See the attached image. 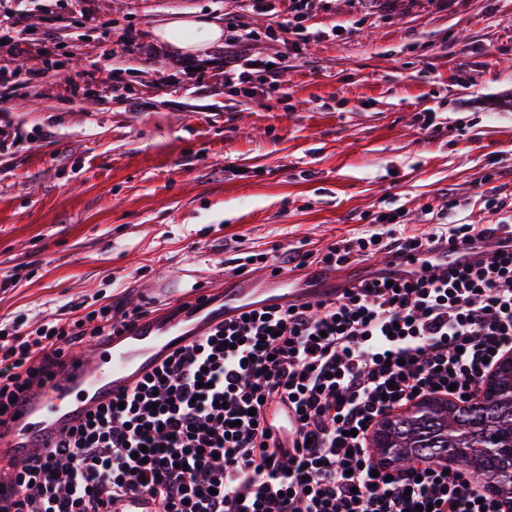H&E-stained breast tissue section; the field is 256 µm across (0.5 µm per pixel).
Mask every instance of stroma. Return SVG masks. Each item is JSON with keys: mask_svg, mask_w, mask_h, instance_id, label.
I'll return each instance as SVG.
<instances>
[{"mask_svg": "<svg viewBox=\"0 0 512 512\" xmlns=\"http://www.w3.org/2000/svg\"><path fill=\"white\" fill-rule=\"evenodd\" d=\"M183 17L258 31L277 88L197 92L208 73L181 63L224 45L156 36ZM306 25L294 46L238 0H33L22 40L0 42V328L137 303L173 274L201 287L379 211L420 233L451 195L491 222L483 195L512 194V0H321Z\"/></svg>", "mask_w": 512, "mask_h": 512, "instance_id": "obj_1", "label": "stroma"}]
</instances>
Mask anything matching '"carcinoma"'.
Returning a JSON list of instances; mask_svg holds the SVG:
<instances>
[{
    "label": "carcinoma",
    "instance_id": "1",
    "mask_svg": "<svg viewBox=\"0 0 512 512\" xmlns=\"http://www.w3.org/2000/svg\"><path fill=\"white\" fill-rule=\"evenodd\" d=\"M512 371H499L493 392L476 403H430L392 417L376 445L397 464L417 458H441L454 451L457 464L512 489V450L503 438L512 435Z\"/></svg>",
    "mask_w": 512,
    "mask_h": 512
}]
</instances>
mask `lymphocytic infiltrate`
Instances as JSON below:
<instances>
[{
	"label": "lymphocytic infiltrate",
	"mask_w": 512,
	"mask_h": 512,
	"mask_svg": "<svg viewBox=\"0 0 512 512\" xmlns=\"http://www.w3.org/2000/svg\"><path fill=\"white\" fill-rule=\"evenodd\" d=\"M315 6L240 0L299 41ZM257 39L248 30L225 46V86H276L272 57L252 51ZM461 208L449 198L421 234L407 233L400 210L377 214L369 229L327 248L287 249V260L337 268L356 256L494 237L497 225L462 222ZM143 313L107 303L0 336V410L44 384L73 346ZM511 352L512 251L394 288L375 281L330 302L247 310L14 464L0 481V512H113L125 498L161 512H512L511 502L447 460L400 468L371 450L395 412L430 397L478 399Z\"/></svg>",
	"instance_id": "obj_1"
}]
</instances>
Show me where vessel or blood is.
<instances>
[{"label":"vessel or blood","instance_id":"1","mask_svg":"<svg viewBox=\"0 0 512 512\" xmlns=\"http://www.w3.org/2000/svg\"><path fill=\"white\" fill-rule=\"evenodd\" d=\"M487 247V242L475 240L450 250L389 255L368 264L365 274L395 281L415 279L432 267L469 264ZM362 276L320 269L305 278L289 272L239 275L226 282L217 299L207 289L160 283L150 291L153 310L134 327L109 341L93 339L83 344L62 370L45 385L34 387L11 413L0 418V469L64 437L99 405L129 394L172 351L207 336L217 323L250 309L334 299Z\"/></svg>","mask_w":512,"mask_h":512}]
</instances>
